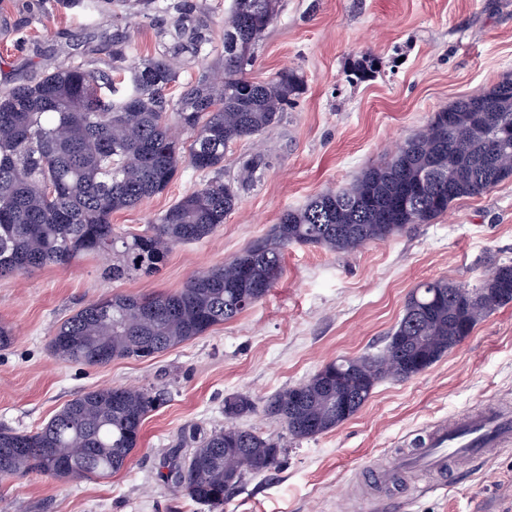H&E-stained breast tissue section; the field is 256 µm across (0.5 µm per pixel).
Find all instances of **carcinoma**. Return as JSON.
Wrapping results in <instances>:
<instances>
[{"mask_svg": "<svg viewBox=\"0 0 512 512\" xmlns=\"http://www.w3.org/2000/svg\"><path fill=\"white\" fill-rule=\"evenodd\" d=\"M89 17L112 15V59H88L44 71L0 92V278L84 255L114 256V281L151 275L177 245L200 241L238 204V188L220 177L182 196L139 234L116 231L112 213L166 189L183 162L224 172L229 144L251 140L279 120L304 90L282 71L265 82L245 76L255 46L277 18L280 0H233L224 25V77L208 71L177 97L178 62L212 44L205 8L192 0H69ZM173 18L155 53L125 66L133 16ZM192 138L188 155L173 128ZM512 177V78L434 113L391 158L350 186L326 190L284 211L272 233L234 259L193 275L173 293L113 294L84 305L50 341L64 362L99 366L148 358L229 322L262 300L282 273L292 244L348 254L425 224L452 202L480 196ZM512 303V264L475 287L439 279L408 296L404 315L377 354L342 358L268 399L264 412L293 439L321 435L354 416L383 379L406 381L459 345L493 310ZM341 371L342 381L333 373ZM159 400L147 388L106 387L69 400L34 431L0 429V479L31 474L107 478L137 448L146 415ZM256 411L238 393L224 400L228 424L205 436L173 467L187 498L221 512L224 496L246 478L277 467L283 445L234 420Z\"/></svg>", "mask_w": 512, "mask_h": 512, "instance_id": "carcinoma-1", "label": "carcinoma"}]
</instances>
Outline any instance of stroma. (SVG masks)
<instances>
[{
  "label": "stroma",
  "mask_w": 512,
  "mask_h": 512,
  "mask_svg": "<svg viewBox=\"0 0 512 512\" xmlns=\"http://www.w3.org/2000/svg\"><path fill=\"white\" fill-rule=\"evenodd\" d=\"M163 23L132 19L128 69L153 55ZM111 52L110 17L89 26L65 0H0V88L33 81L66 59L105 60ZM366 58L373 72L350 77ZM285 69L302 76L304 91L278 123L227 148L224 179L232 184L239 186L250 156L269 154L271 164L260 183L241 189L214 234L176 246L147 278L112 281L103 257L0 278V324L13 330L0 348V427L35 430L68 400L103 386L161 395L122 471L78 481L0 480V512H208L172 478V453L182 431L203 437L224 426V400L237 392L258 404L240 426L286 444L287 454L278 469L228 495L224 512H375L399 501L410 512H512V455L491 453L477 468L449 464L438 488L425 474L385 484L371 472L397 467L435 426L492 405L512 412V304L420 375L379 382L356 415L322 435L290 440L262 409L326 363L379 352L421 282L474 286L512 262V178L350 254L290 245L280 279L260 302L155 357L89 367L52 355L58 325L89 301L180 289L265 237L283 211L381 164L433 113L512 78V0H282L247 75L266 81ZM211 178L183 165L163 192L113 213L112 222L142 232Z\"/></svg>",
  "instance_id": "1"
}]
</instances>
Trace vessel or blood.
<instances>
[{
	"instance_id": "b4317fda",
	"label": "vessel or blood",
	"mask_w": 512,
	"mask_h": 512,
	"mask_svg": "<svg viewBox=\"0 0 512 512\" xmlns=\"http://www.w3.org/2000/svg\"><path fill=\"white\" fill-rule=\"evenodd\" d=\"M492 449H512V415L486 410L464 417L452 426L435 427L400 465L437 475L446 470L449 459L480 463Z\"/></svg>"
}]
</instances>
